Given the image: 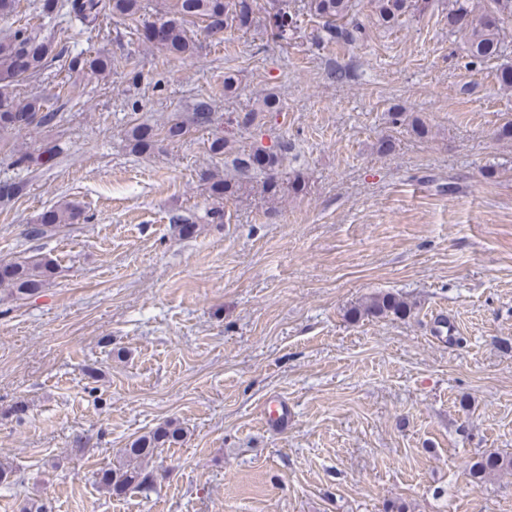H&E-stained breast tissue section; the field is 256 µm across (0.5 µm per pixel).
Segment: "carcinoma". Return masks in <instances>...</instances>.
Instances as JSON below:
<instances>
[{
  "label": "carcinoma",
  "instance_id": "obj_1",
  "mask_svg": "<svg viewBox=\"0 0 512 512\" xmlns=\"http://www.w3.org/2000/svg\"><path fill=\"white\" fill-rule=\"evenodd\" d=\"M271 11L264 18V27L275 40H285L298 28L300 12L290 6V0H272ZM376 22L388 29L403 23L406 18L423 15L430 0H370ZM257 0H172L165 16L157 22H143L140 39L151 44L167 56L181 57L198 52L200 43L185 27L187 18L196 17L207 22V30L217 34L228 26L248 31L258 23ZM355 0H305L303 9L321 21L315 44L354 45L363 40L366 26L355 15ZM134 20L141 17L142 0H42L43 17L64 16L78 21L86 29H94L106 12ZM512 18V0H448V29L464 40L468 56L477 61H489L501 52L502 24ZM64 50H55L53 41L38 36V27L29 23L17 28L9 37L0 40V130H20L32 125L53 123L56 112L45 107V100L33 95L23 100L8 92L13 83L39 74L48 63ZM81 70L94 78H103L112 69V59L98 51L80 53ZM212 103H197L192 124L201 126L210 122ZM410 121L412 131L419 137L428 134V127L417 117L411 119L404 112L392 114L395 124ZM190 133V126L183 121L169 123L161 129L147 124H137L129 132L135 149L146 151L157 142L179 143ZM285 143L269 147L258 146L241 159L245 170H259L266 174L261 193L277 197L283 189L298 196L305 190V179L296 175L283 179L280 166ZM55 148L45 149L33 158L23 153L16 164L33 161L46 165L54 161ZM206 181L212 196L230 198L242 184L231 182L218 175L207 174ZM82 207L63 201L40 214L28 225L27 236L41 240L51 237L79 223ZM57 270L54 259L37 254L10 262H0V291L11 301L29 300L40 294ZM411 312L410 304L397 294L378 292L349 309L351 318H385L390 315L404 317ZM184 441V430L168 423L140 435L122 449L124 461L97 471L95 482L106 493L115 496L130 492H149L154 487L153 472L149 463L159 449L178 445ZM500 473H512V454L497 450L486 451L471 462L468 474L475 485Z\"/></svg>",
  "mask_w": 512,
  "mask_h": 512
}]
</instances>
